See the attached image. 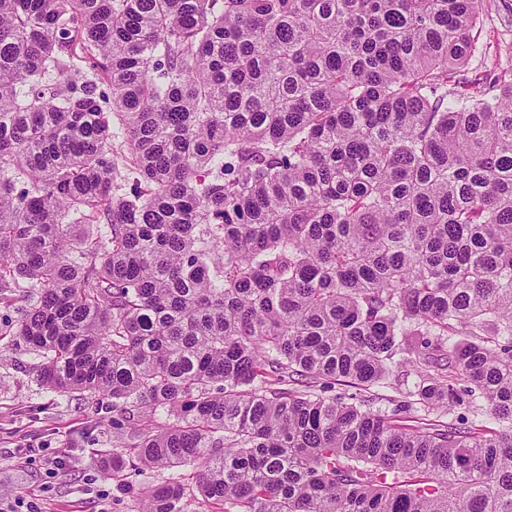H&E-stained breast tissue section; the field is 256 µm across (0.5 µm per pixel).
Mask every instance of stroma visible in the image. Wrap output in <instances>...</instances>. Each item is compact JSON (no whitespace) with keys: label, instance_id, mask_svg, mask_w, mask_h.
Returning <instances> with one entry per match:
<instances>
[{"label":"stroma","instance_id":"1","mask_svg":"<svg viewBox=\"0 0 512 512\" xmlns=\"http://www.w3.org/2000/svg\"><path fill=\"white\" fill-rule=\"evenodd\" d=\"M512 72V0H485L474 50L463 78ZM34 354L23 347L0 351V492L37 504L41 512H137L147 491L187 468L146 469L117 489L108 474L112 406L83 393L67 397L38 380ZM64 451L69 468L50 470L46 459Z\"/></svg>","mask_w":512,"mask_h":512}]
</instances>
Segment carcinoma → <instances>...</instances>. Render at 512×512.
<instances>
[{
    "label": "carcinoma",
    "mask_w": 512,
    "mask_h": 512,
    "mask_svg": "<svg viewBox=\"0 0 512 512\" xmlns=\"http://www.w3.org/2000/svg\"><path fill=\"white\" fill-rule=\"evenodd\" d=\"M483 6L0 0V302L37 289L9 335L46 388L112 399L116 488L198 470L139 512H512V78H458ZM403 370H408V368L398 370L401 380H405L404 384L398 385L397 381L394 382L392 380V383H393L392 385H387V387H383V388L372 389L373 391H375L376 393L379 394L378 395L379 397L383 398V399H379L377 402H375L374 408L380 407L381 409H385V410L391 409L393 406L391 404H388L386 402V399L390 398V396L392 398H400L401 395L398 391L405 392V390L408 389V387L412 388L413 385L419 381L418 377L416 376V374L413 371H411L410 374H408L407 376H401V374L406 373V372H402ZM398 372H396L395 374L397 375ZM396 388H399V390H396Z\"/></svg>",
    "instance_id": "obj_1"
}]
</instances>
